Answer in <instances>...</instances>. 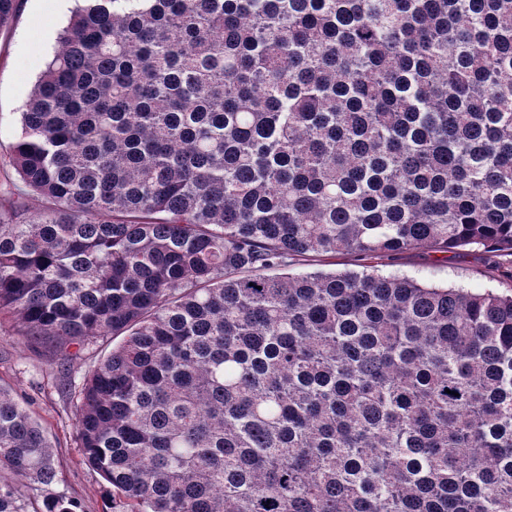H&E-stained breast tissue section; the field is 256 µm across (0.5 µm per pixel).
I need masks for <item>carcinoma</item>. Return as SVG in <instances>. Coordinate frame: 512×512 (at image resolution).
<instances>
[{
	"label": "carcinoma",
	"instance_id": "carcinoma-1",
	"mask_svg": "<svg viewBox=\"0 0 512 512\" xmlns=\"http://www.w3.org/2000/svg\"><path fill=\"white\" fill-rule=\"evenodd\" d=\"M59 43L0 320L120 339L74 395L105 512H512V294L277 272L512 254V0H82ZM49 448L0 390V512H76L28 510ZM301 260H291L288 267H285L277 272H288L292 274H305L318 270L324 271H343V270H362L356 257L349 253L336 254V257L330 256H311L300 258Z\"/></svg>",
	"mask_w": 512,
	"mask_h": 512
}]
</instances>
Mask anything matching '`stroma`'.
I'll list each match as a JSON object with an SVG mask.
<instances>
[{
    "instance_id": "35a3bbf8",
    "label": "stroma",
    "mask_w": 512,
    "mask_h": 512,
    "mask_svg": "<svg viewBox=\"0 0 512 512\" xmlns=\"http://www.w3.org/2000/svg\"><path fill=\"white\" fill-rule=\"evenodd\" d=\"M68 21V15L56 14L54 0H19L13 25L0 31V156L14 142L24 105L58 47L45 41V32L60 33ZM373 266L382 274L426 284L512 292V256L476 245L445 253L419 246ZM111 350V342L98 344L61 367L47 349L19 335L16 321L0 322V388L23 401L42 425L55 468L51 490L77 501L79 512H105L107 503L101 477L85 464L74 440V407L63 385L82 384L89 368Z\"/></svg>"
}]
</instances>
